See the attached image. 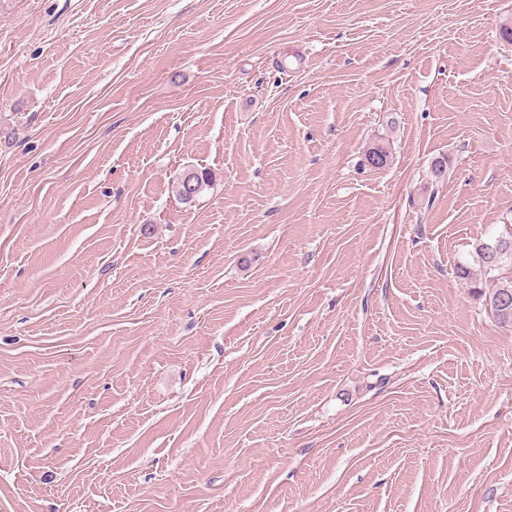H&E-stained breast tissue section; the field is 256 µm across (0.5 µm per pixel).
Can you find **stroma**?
<instances>
[{"label":"stroma","instance_id":"obj_1","mask_svg":"<svg viewBox=\"0 0 512 512\" xmlns=\"http://www.w3.org/2000/svg\"><path fill=\"white\" fill-rule=\"evenodd\" d=\"M507 25L0 0V512H512ZM197 176L194 180V188L192 189L193 197L189 199L186 195L185 185L182 182V176L177 182L176 191L180 199L184 203H192L206 187L213 182V173L207 168H196ZM475 253L486 272L498 271L485 284L486 303L489 302L491 311L500 323L512 325V276L506 275L507 271L512 270V232L489 241L478 242ZM508 260L511 265L504 269L508 266Z\"/></svg>","mask_w":512,"mask_h":512}]
</instances>
